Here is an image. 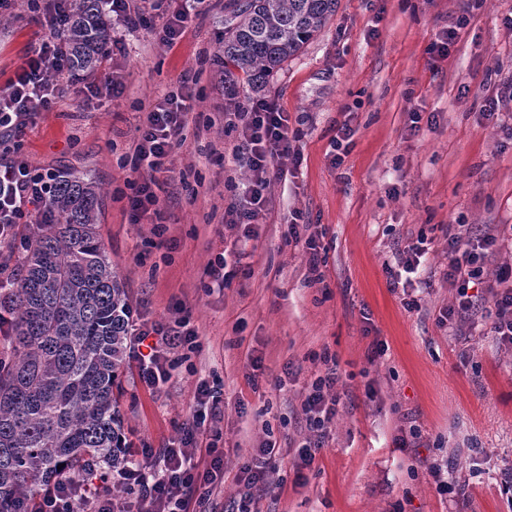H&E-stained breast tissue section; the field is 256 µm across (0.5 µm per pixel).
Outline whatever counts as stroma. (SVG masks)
Here are the masks:
<instances>
[{"label":"stroma","mask_w":512,"mask_h":512,"mask_svg":"<svg viewBox=\"0 0 512 512\" xmlns=\"http://www.w3.org/2000/svg\"><path fill=\"white\" fill-rule=\"evenodd\" d=\"M148 27L114 66L122 97L85 104L71 85L22 137L33 167L71 170L99 186L100 234L132 306L131 327L188 320L193 350L174 353L171 377L149 388L135 362L120 376L121 409L134 459L176 440L192 423L199 381L221 388L224 481L211 501L231 512L237 477L265 442L277 468L257 512H454L422 460L446 458L465 486V512H507L501 469L512 466V348L481 329L449 331L439 316L453 299L444 271L451 224L512 225V108L485 119L490 97L512 84V0H337L317 35L241 101L277 102L297 130L301 164L275 181L251 255L228 261L224 285L206 274L223 252L241 250L225 231L234 188L249 175L232 158L237 134L224 119V10L192 22L173 49L153 21L174 8L151 0ZM464 18L447 59L430 69L427 49ZM39 28L28 0L0 11V86L14 74ZM193 79L196 98L175 173L160 193L167 229L128 220L131 146L140 108ZM420 112L419 132L409 130ZM353 134L335 141L342 124ZM341 164H334V157ZM318 232L323 280L311 283L302 248L290 241L293 214ZM431 242L417 308L390 291L386 267L397 245ZM387 351L369 362L374 340ZM335 354L339 404L310 468L292 463L310 432L303 403ZM417 426L415 447L394 440Z\"/></svg>","instance_id":"1"}]
</instances>
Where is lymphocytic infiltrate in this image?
<instances>
[{
	"label": "lymphocytic infiltrate",
	"instance_id": "lymphocytic-infiltrate-1",
	"mask_svg": "<svg viewBox=\"0 0 512 512\" xmlns=\"http://www.w3.org/2000/svg\"><path fill=\"white\" fill-rule=\"evenodd\" d=\"M70 0H37L34 19L42 34L27 51L22 63L4 87L0 88V241L15 238L19 225L35 224L55 179L54 172L31 169L27 159L8 142L20 141L41 113L50 111L75 82L71 62L60 36L69 14ZM117 28L103 53L104 61L125 53L127 39L146 24L142 9L132 0H106ZM188 78H181L177 90L151 102L137 128L133 154L142 175L133 183L128 213L131 223L160 209L156 193L158 174L170 171L172 152L182 144L187 122L180 105L189 94ZM238 133L233 148L235 160L244 164L249 178L226 210V226L240 232L244 240L254 239L255 224L264 210L272 182L282 177L287 166L299 165L301 155L295 146L297 132L291 131L287 112L268 99H253L238 106L230 121ZM448 268L445 277L454 290V299L443 318L449 328L475 323L484 299H491L494 318L490 333L499 344L512 346V264L500 265L494 279L484 277L488 258L502 249H512V225L452 224L447 229ZM429 247L425 240L397 248L393 265L387 266L388 286L414 288L412 279L422 265ZM195 331L154 323L139 330L133 358L142 381L150 387L167 382L169 356L175 350L193 346ZM328 367L318 376L304 402L307 426L312 436L303 443L294 460L295 469L312 465L324 447L328 423L339 402L333 390L339 380L332 355H324ZM194 421L182 431L177 444L164 448L159 464L135 463L115 472L113 480L125 486L129 497L139 504L137 512H201L224 469V451L216 442L204 439L201 423L218 416L223 401L218 388L199 382L195 393ZM261 465H244L239 479L244 491L236 512H252L251 505L265 491L267 476L273 471L274 444L261 448ZM128 499L113 498L110 488L91 487L87 479L64 473L47 486L39 499L40 512H130Z\"/></svg>",
	"mask_w": 512,
	"mask_h": 512
}]
</instances>
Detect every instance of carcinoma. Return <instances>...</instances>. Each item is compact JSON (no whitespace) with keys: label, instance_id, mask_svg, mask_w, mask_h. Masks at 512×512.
Segmentation results:
<instances>
[{"label":"carcinoma","instance_id":"cac0c4a2","mask_svg":"<svg viewBox=\"0 0 512 512\" xmlns=\"http://www.w3.org/2000/svg\"><path fill=\"white\" fill-rule=\"evenodd\" d=\"M336 12V0H225L224 90L266 83ZM102 0H71L63 45L72 68L93 72L111 40ZM48 218L22 234V257L0 281L11 313L0 351V512L36 504L58 476L131 464L118 378L130 349L129 295L101 240L100 188L64 173Z\"/></svg>","mask_w":512,"mask_h":512}]
</instances>
